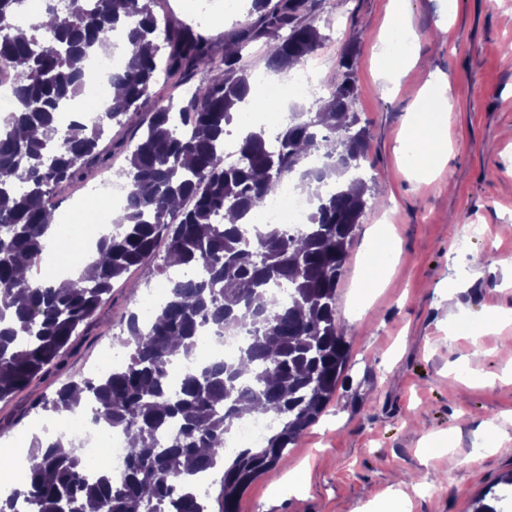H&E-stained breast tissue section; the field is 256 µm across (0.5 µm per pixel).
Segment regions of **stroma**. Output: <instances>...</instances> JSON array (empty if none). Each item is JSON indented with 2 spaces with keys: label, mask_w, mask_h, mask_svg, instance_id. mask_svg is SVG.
Masks as SVG:
<instances>
[{
  "label": "stroma",
  "mask_w": 512,
  "mask_h": 512,
  "mask_svg": "<svg viewBox=\"0 0 512 512\" xmlns=\"http://www.w3.org/2000/svg\"><path fill=\"white\" fill-rule=\"evenodd\" d=\"M392 0H323L335 19L307 62L324 86L357 46L354 105L370 132L358 171L385 188L368 207L337 288V311L351 346L342 381L325 411L288 456L243 492L238 512H472L474 501L512 472V320L484 324L491 308L512 310V0H404L416 37L395 77L380 69L392 33ZM201 22L195 0H157L155 11L193 26L223 50L235 27ZM448 82V99L420 96L428 76ZM440 122L448 154L432 179L415 178L397 152L415 111ZM389 228L399 247L365 278L375 237ZM126 274L62 371L34 379L0 401V448L30 454L50 413L33 403L59 380L86 375L103 346L120 335L133 303L150 289ZM23 428H15L16 418ZM479 432L492 451H474Z\"/></svg>",
  "instance_id": "1"
}]
</instances>
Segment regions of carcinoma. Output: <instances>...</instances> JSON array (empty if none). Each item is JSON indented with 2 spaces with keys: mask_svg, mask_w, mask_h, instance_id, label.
<instances>
[{
  "mask_svg": "<svg viewBox=\"0 0 512 512\" xmlns=\"http://www.w3.org/2000/svg\"><path fill=\"white\" fill-rule=\"evenodd\" d=\"M247 19L227 34L231 49L219 53L192 28L166 22L167 44L159 55L155 0H47L49 26L16 21L23 0H0V63H9L14 110L0 126V400L34 377L60 370L79 328H88L103 297L133 268L146 276L173 264L199 267V277H167V296L152 318L140 323L130 311L112 344L128 351L124 364L95 378L61 382L39 406L54 414L90 415L116 427L129 441L121 471L87 476L77 439L58 452L62 437L32 443L25 490L0 499V512H208L195 482L224 465L218 500L237 512L249 484L288 454L336 391L349 346L336 315V287L372 187L354 177L368 150L367 128L353 111L351 79L356 52L341 55L343 79L320 99L316 112L293 111L279 123L276 145L264 131L238 143L239 161L224 163V135L250 92L243 52L261 42L265 65L285 73L324 42L318 25L322 0H251ZM122 29L129 46L112 84L121 102L91 120L77 138L56 114L93 81L86 61ZM208 77L184 103L162 96L144 105L159 77L177 84ZM189 134L178 135L173 113ZM127 125L132 136L116 144L127 153L117 171L127 188L126 208L112 218V234L100 237L99 259L67 288L23 270L36 267L55 228L56 190L104 160L99 149L105 124ZM323 153L310 169L311 152ZM294 176L315 197L309 223L288 232L276 225L245 236L247 216ZM230 223L217 222V216ZM164 263L155 264L159 243ZM288 285V300L275 290ZM219 332L248 328L249 341L233 362L216 361L187 374L177 390L167 372L177 359L196 355L205 326ZM253 409L277 422L259 448L224 453V437ZM175 435L161 447L170 423ZM489 490L491 503L473 512H512V473Z\"/></svg>",
  "mask_w": 512,
  "mask_h": 512,
  "instance_id": "carcinoma-1",
  "label": "carcinoma"
}]
</instances>
